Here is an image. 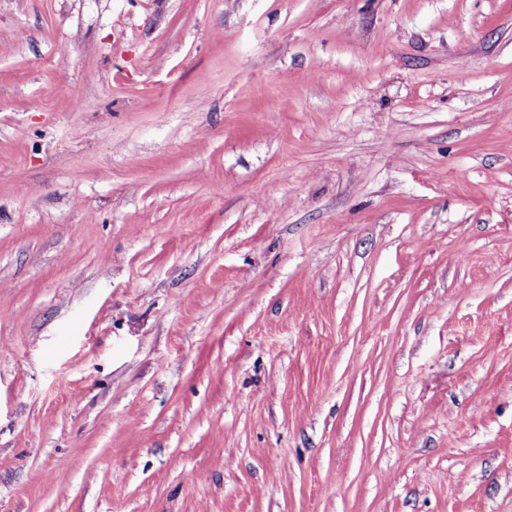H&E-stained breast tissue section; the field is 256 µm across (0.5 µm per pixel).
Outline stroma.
I'll use <instances>...</instances> for the list:
<instances>
[{
	"instance_id": "35a3bbf8",
	"label": "stroma",
	"mask_w": 512,
	"mask_h": 512,
	"mask_svg": "<svg viewBox=\"0 0 512 512\" xmlns=\"http://www.w3.org/2000/svg\"><path fill=\"white\" fill-rule=\"evenodd\" d=\"M0 512H512V0H0Z\"/></svg>"
}]
</instances>
